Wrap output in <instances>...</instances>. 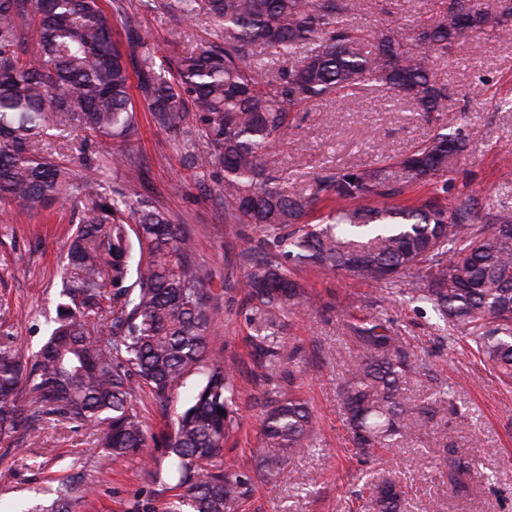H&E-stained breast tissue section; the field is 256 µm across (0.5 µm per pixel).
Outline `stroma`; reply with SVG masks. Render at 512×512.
I'll return each mask as SVG.
<instances>
[{
	"label": "stroma",
	"mask_w": 512,
	"mask_h": 512,
	"mask_svg": "<svg viewBox=\"0 0 512 512\" xmlns=\"http://www.w3.org/2000/svg\"><path fill=\"white\" fill-rule=\"evenodd\" d=\"M440 0H354L348 21L369 32L415 25L439 9ZM142 32L162 55L190 51L213 39L211 26L183 22L158 12L145 13ZM434 78L448 90L446 113L422 115L381 90L364 93L357 103L323 101L295 108V128L278 142L271 158L288 189L310 193L328 167H364L396 161L428 139L444 114H461L467 149L449 176L443 200L465 190L492 196L512 207V38L494 34L466 36L433 64ZM130 140L90 139L88 154L105 186L157 198L177 222L197 238L200 260L214 293L211 348L236 358L241 384L249 394L237 406L242 425L226 450V460L251 479L252 492L242 512H373L369 484L388 475L401 480L404 512H512V385L500 382L471 354L466 338L438 327L429 305L387 294L375 285L343 274L324 275L297 269L315 307L295 319L289 330L304 348L299 391L310 400L316 431L304 452L288 461L275 479L258 473L252 450L260 408L251 394L267 372L250 357V326L242 294L225 288L244 270L235 253L241 240L258 241L253 224H228L224 209L208 192L222 179L221 168L209 172L191 166L182 143L157 128L149 113L138 112ZM124 150L126 162L113 160ZM76 229L71 207L55 206L32 215L0 201V332L15 338L24 359H31L50 333L59 302L61 275ZM372 315L395 330L402 344L426 363V374L408 381L410 397L449 401L446 424L422 427L417 438L375 450L360 462L345 425L337 386L354 350L349 325ZM137 407L151 438L150 465L128 460L100 469L96 435L81 424L44 421L27 437L26 453L14 454L16 438L0 440V512H15L20 503L45 502L60 482L74 480L88 489L82 512H163L172 490L155 483L151 469L167 464L164 438L173 411L160 410L147 394ZM451 428L454 447L469 456L475 472L471 496L448 491L439 463L437 440Z\"/></svg>",
	"instance_id": "35a3bbf8"
}]
</instances>
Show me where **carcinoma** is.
Segmentation results:
<instances>
[{"mask_svg":"<svg viewBox=\"0 0 512 512\" xmlns=\"http://www.w3.org/2000/svg\"><path fill=\"white\" fill-rule=\"evenodd\" d=\"M431 20L390 27L364 39L344 19L346 0H114L125 51L100 0H0V200L31 214L70 203L76 233L61 280L58 317L26 366L15 339L0 334V437L34 432L47 419L83 423L99 433V464L144 460L149 436L133 399L170 404L190 374L198 382L167 438L162 486L180 490L163 512H240L251 479L224 462L239 429L238 384L222 351L209 348L212 289L195 237L160 202L106 192L97 169L74 168L46 151L50 123L110 139L137 126L131 88L155 126L182 138L192 166L217 165L214 195L224 223L256 224L264 238L240 245L237 282L252 325L251 354L288 359V370L259 384L260 472L271 480L308 447L316 420L298 397L302 348L285 341L293 318L312 304L294 270L344 272L429 305L445 329L468 338L496 377L512 383V210L461 192L421 205L369 206L411 184L448 182L466 150L459 127L443 125L395 166L326 168L316 192L288 190L270 167L276 142L293 130L291 108L353 98L375 86L408 98L420 112H443L446 88L433 60L469 33L511 35L512 0L496 16L472 0H445ZM162 12L217 29V40L158 58L141 32L142 15ZM286 66L269 72L262 53ZM199 116L206 146L196 147L186 113ZM332 202L318 224L307 221ZM111 212H106V209ZM355 352L338 397L355 454L406 441L444 404L416 405L404 386L424 371L385 321L350 324ZM448 489H470L472 465L444 448ZM375 512H400L395 481L370 487ZM84 490L60 484L32 512H77Z\"/></svg>","mask_w":512,"mask_h":512,"instance_id":"1","label":"carcinoma"}]
</instances>
